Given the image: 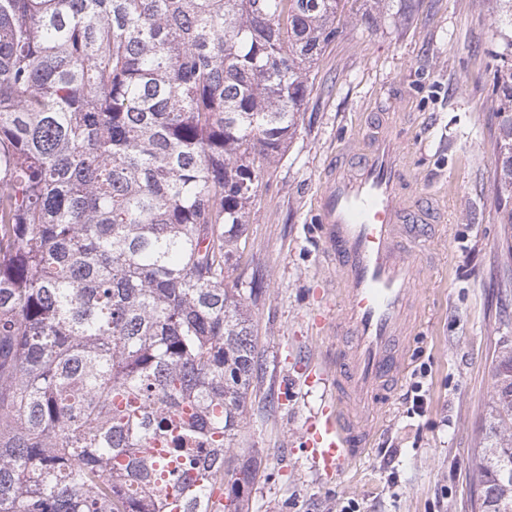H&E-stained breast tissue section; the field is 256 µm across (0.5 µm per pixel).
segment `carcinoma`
Listing matches in <instances>:
<instances>
[{"label":"carcinoma","instance_id":"cac0c4a2","mask_svg":"<svg viewBox=\"0 0 512 512\" xmlns=\"http://www.w3.org/2000/svg\"><path fill=\"white\" fill-rule=\"evenodd\" d=\"M349 2L0 0V512H172L146 451L167 434L171 459L205 457L180 512H248L257 459L227 449L258 340L224 265ZM494 378L476 509L512 512L511 347Z\"/></svg>","mask_w":512,"mask_h":512}]
</instances>
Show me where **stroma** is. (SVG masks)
Returning <instances> with one entry per match:
<instances>
[{
  "instance_id": "1",
  "label": "stroma",
  "mask_w": 512,
  "mask_h": 512,
  "mask_svg": "<svg viewBox=\"0 0 512 512\" xmlns=\"http://www.w3.org/2000/svg\"><path fill=\"white\" fill-rule=\"evenodd\" d=\"M502 50L495 0H392L377 26L345 18L315 69L297 131L261 167L246 246L226 276L257 292L249 309L261 371L236 445L261 462L249 512H472L473 453L494 395V360L512 344V196L498 198L499 126L491 105ZM403 99L402 138L448 215L421 282L426 323L409 350L426 366L423 413L410 414L405 376L364 460L315 478L301 439L323 396L307 385L311 357L328 345L316 325L329 310L314 199L323 168L368 113Z\"/></svg>"
}]
</instances>
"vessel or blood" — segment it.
Listing matches in <instances>:
<instances>
[{
	"instance_id": "obj_1",
	"label": "vessel or blood",
	"mask_w": 512,
	"mask_h": 512,
	"mask_svg": "<svg viewBox=\"0 0 512 512\" xmlns=\"http://www.w3.org/2000/svg\"><path fill=\"white\" fill-rule=\"evenodd\" d=\"M397 104L370 113L367 131L343 143L324 169L317 232L336 276V313L318 326L335 335L308 384L330 394L304 430L316 477L329 480L367 454L375 411L388 404L407 367V344L422 313L418 288L433 262L427 247L446 214L416 193L417 176L397 140Z\"/></svg>"
}]
</instances>
